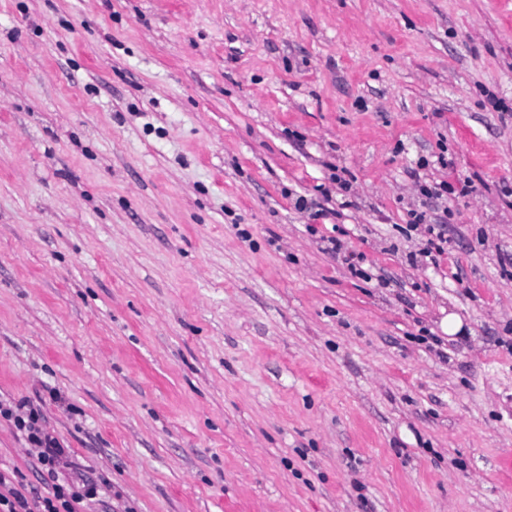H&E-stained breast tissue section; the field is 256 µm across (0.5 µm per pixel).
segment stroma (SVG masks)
I'll return each instance as SVG.
<instances>
[{"label":"stroma","mask_w":512,"mask_h":512,"mask_svg":"<svg viewBox=\"0 0 512 512\" xmlns=\"http://www.w3.org/2000/svg\"><path fill=\"white\" fill-rule=\"evenodd\" d=\"M507 257L512 0H0V399L82 512H512ZM474 190L473 182L466 178L458 181V187H454L451 183L443 181L436 186L429 187L427 185L420 186V191L423 196L428 199H438L443 193L453 195H468ZM410 227L417 228L420 225L424 226V232L427 240L425 247L422 249L421 254L425 257H430L434 264L437 263L436 256H441L445 253V245H448V238L446 235L445 222H430L427 219V213L425 211L411 210L408 212Z\"/></svg>","instance_id":"obj_1"}]
</instances>
